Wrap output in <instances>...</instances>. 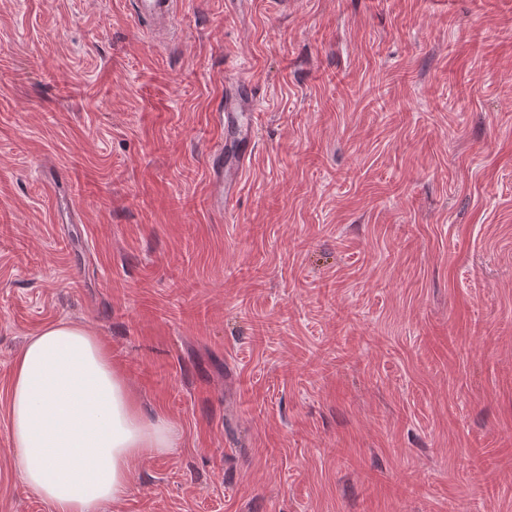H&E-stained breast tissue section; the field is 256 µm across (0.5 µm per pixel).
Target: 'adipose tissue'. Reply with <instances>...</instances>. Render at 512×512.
I'll return each mask as SVG.
<instances>
[{"instance_id":"obj_1","label":"adipose tissue","mask_w":512,"mask_h":512,"mask_svg":"<svg viewBox=\"0 0 512 512\" xmlns=\"http://www.w3.org/2000/svg\"><path fill=\"white\" fill-rule=\"evenodd\" d=\"M9 426L26 486L53 512L123 498L134 461L176 444L168 422L145 417L104 345L70 322L44 327L17 357Z\"/></svg>"}]
</instances>
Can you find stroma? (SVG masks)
Returning <instances> with one entry per match:
<instances>
[{
  "label": "stroma",
  "instance_id": "obj_1",
  "mask_svg": "<svg viewBox=\"0 0 512 512\" xmlns=\"http://www.w3.org/2000/svg\"><path fill=\"white\" fill-rule=\"evenodd\" d=\"M0 0V512L27 339L84 325L173 452L98 512H512V0ZM257 143L210 205L211 113ZM175 5L176 0H135L133 14L156 38L165 40L172 36ZM253 84L245 78H236L224 92V105L215 113L219 127L234 131L238 136L235 152L237 164L224 170V148L216 150L210 165L212 173L210 202L222 208L230 190L238 180L247 157L253 151L257 138V123L253 113L255 99Z\"/></svg>",
  "mask_w": 512,
  "mask_h": 512
}]
</instances>
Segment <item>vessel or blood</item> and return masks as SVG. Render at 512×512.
I'll return each instance as SVG.
<instances>
[{"label":"vessel or blood","mask_w":512,"mask_h":512,"mask_svg":"<svg viewBox=\"0 0 512 512\" xmlns=\"http://www.w3.org/2000/svg\"><path fill=\"white\" fill-rule=\"evenodd\" d=\"M176 0H134L133 14L137 21L146 23L151 33L158 39L171 37ZM255 95L252 83L245 78L235 79L224 94V103L216 113L219 127L234 131L238 136L237 166L224 164L223 150H216L210 165L212 173L210 202L223 207L230 190L238 180L242 163L251 154L257 138V123L253 113Z\"/></svg>","instance_id":"b4317fda"}]
</instances>
